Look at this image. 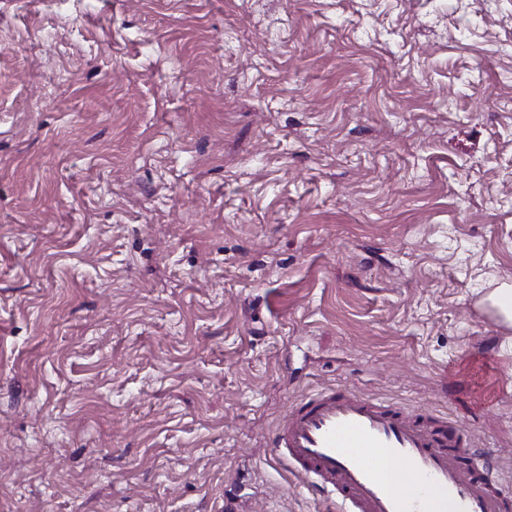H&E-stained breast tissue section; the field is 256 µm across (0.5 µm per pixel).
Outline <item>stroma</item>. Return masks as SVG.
Here are the masks:
<instances>
[{"label": "stroma", "mask_w": 512, "mask_h": 512, "mask_svg": "<svg viewBox=\"0 0 512 512\" xmlns=\"http://www.w3.org/2000/svg\"><path fill=\"white\" fill-rule=\"evenodd\" d=\"M512 0H0V512H342L324 389L512 486ZM489 307L494 311L498 320L512 327V288H498L487 297Z\"/></svg>", "instance_id": "35a3bbf8"}]
</instances>
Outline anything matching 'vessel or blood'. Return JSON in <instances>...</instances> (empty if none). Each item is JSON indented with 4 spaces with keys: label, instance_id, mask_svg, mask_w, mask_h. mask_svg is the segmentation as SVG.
<instances>
[{
    "label": "vessel or blood",
    "instance_id": "obj_1",
    "mask_svg": "<svg viewBox=\"0 0 512 512\" xmlns=\"http://www.w3.org/2000/svg\"><path fill=\"white\" fill-rule=\"evenodd\" d=\"M270 446L345 512H512V490L468 434L348 392L303 399Z\"/></svg>",
    "mask_w": 512,
    "mask_h": 512
}]
</instances>
